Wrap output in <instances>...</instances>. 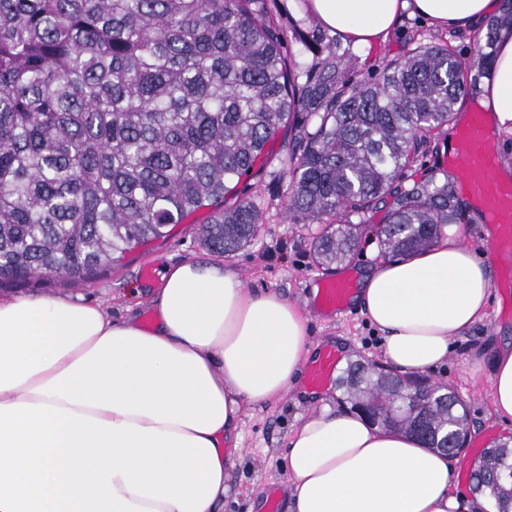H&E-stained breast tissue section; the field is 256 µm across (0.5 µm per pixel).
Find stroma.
Returning <instances> with one entry per match:
<instances>
[{"label": "stroma", "mask_w": 512, "mask_h": 512, "mask_svg": "<svg viewBox=\"0 0 512 512\" xmlns=\"http://www.w3.org/2000/svg\"><path fill=\"white\" fill-rule=\"evenodd\" d=\"M269 14L286 28L289 46L300 61L310 62L298 41L315 21L301 0H267ZM448 44L462 56H469L473 33L440 32L410 18L385 42L371 46H352L353 67L364 72L382 58L404 55L411 40ZM459 123L432 132L429 142L413 164L411 173L419 178L430 171L451 172L446 154L449 133L458 132ZM295 130L285 127L271 139L267 150L271 157L264 169L246 181L245 194L261 212L263 222L256 238L231 257L208 251L199 233L213 211H197L185 223L173 226L166 240L140 245L127 252L112 266L89 281L68 282L58 278H31L24 281H1L0 298L18 295H52L73 301L99 304L113 318L134 313L145 316L153 308V295L160 284L165 266L188 260H210L233 269L245 287L254 291H275L298 305L308 318L314 347H335L346 361L362 359L372 363L382 360L381 338L369 325L361 309L351 305L340 314L314 311L311 301L318 282L340 274L360 277L362 272L382 262L377 237L373 232L387 214L390 201L380 202L362 219V234L357 249L344 262L329 266L318 264L311 243L319 232L318 225L286 219L284 204L287 183L279 179L280 161L288 154ZM512 344V292L492 289L487 316L456 339L447 363L430 374L432 382L451 387L466 407L469 427L467 448L463 456L453 458L454 484L471 490V472L482 451L496 441L512 440V423L495 419L490 408V358L496 347ZM339 408L343 396L336 384L317 389L309 397L291 392L248 409L238 431L240 445L235 452L236 465L230 472L229 493L224 512H258L266 487L286 483L284 456L286 437L300 420L308 416L313 397Z\"/></svg>", "instance_id": "35a3bbf8"}]
</instances>
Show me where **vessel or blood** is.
Segmentation results:
<instances>
[{
    "label": "vessel or blood",
    "instance_id": "vessel-or-blood-1",
    "mask_svg": "<svg viewBox=\"0 0 512 512\" xmlns=\"http://www.w3.org/2000/svg\"><path fill=\"white\" fill-rule=\"evenodd\" d=\"M493 143L494 136L486 126L483 113H472L458 133V147L451 164L457 170L464 189L497 226L496 246L508 260L502 268L499 282L512 288V181L499 177ZM352 291L349 277L322 280L313 305L323 312H343ZM337 366L336 351L324 350L309 370V385L319 388L330 384Z\"/></svg>",
    "mask_w": 512,
    "mask_h": 512
}]
</instances>
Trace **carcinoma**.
<instances>
[{"label":"carcinoma","instance_id":"cac0c4a2","mask_svg":"<svg viewBox=\"0 0 512 512\" xmlns=\"http://www.w3.org/2000/svg\"><path fill=\"white\" fill-rule=\"evenodd\" d=\"M301 63L266 0H0V278L87 281L114 255L169 236L210 206L203 244L230 255L262 222L237 186L269 140L305 114L281 176L286 213L320 224V263H341L363 217L392 198L382 256L434 245L461 203L448 175L404 185L425 134L492 71V38L465 58L416 43L357 78L321 28ZM350 408L442 451L466 431L462 402L427 379L355 362ZM473 490L512 512V444L485 449Z\"/></svg>","mask_w":512,"mask_h":512}]
</instances>
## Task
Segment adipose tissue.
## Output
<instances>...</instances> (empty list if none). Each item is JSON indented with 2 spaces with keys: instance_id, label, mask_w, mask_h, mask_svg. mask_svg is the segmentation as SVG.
I'll return each mask as SVG.
<instances>
[{
  "instance_id": "obj_1",
  "label": "adipose tissue",
  "mask_w": 512,
  "mask_h": 512,
  "mask_svg": "<svg viewBox=\"0 0 512 512\" xmlns=\"http://www.w3.org/2000/svg\"><path fill=\"white\" fill-rule=\"evenodd\" d=\"M324 29L385 42L402 16L439 30L487 29L500 0H308ZM475 104L512 134V29L500 28ZM486 253L457 235L368 268L357 304L386 363L427 373L480 321ZM156 320L115 319L57 296L0 299V512H224L239 422L248 407L298 388L313 352L307 319L208 260L165 267ZM495 417L512 421V347L490 368ZM290 512H493L453 489L445 453L412 434L322 406L288 437Z\"/></svg>"
}]
</instances>
